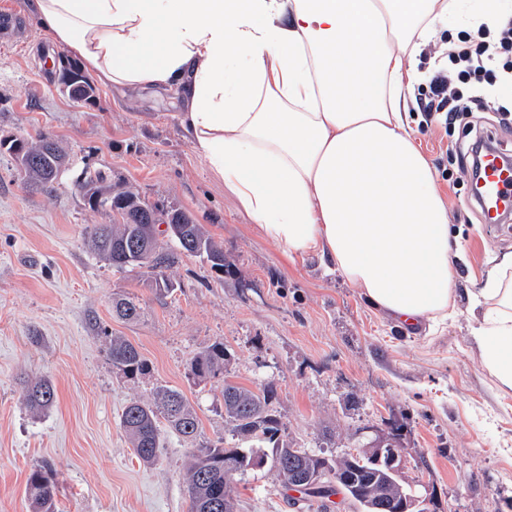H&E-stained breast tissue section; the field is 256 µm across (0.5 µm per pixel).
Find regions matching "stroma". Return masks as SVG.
I'll use <instances>...</instances> for the list:
<instances>
[{"label":"stroma","mask_w":512,"mask_h":512,"mask_svg":"<svg viewBox=\"0 0 512 512\" xmlns=\"http://www.w3.org/2000/svg\"><path fill=\"white\" fill-rule=\"evenodd\" d=\"M4 14L19 26L0 34V512H29L26 481L37 465L51 469L58 512H187L190 453L230 436L223 380L187 374L216 342L230 354L227 379L275 383L279 441L339 455L393 435L401 476L429 512H512V396L497 395L481 370L464 314L473 288L512 251V222L491 228L471 203L457 153L468 140L464 121L428 124L410 109L466 257L455 280L462 316L417 336L325 273L318 258L282 256L194 156L175 95L119 97L101 87L94 104L70 101L57 82L65 50L23 0H0ZM23 133L52 136L65 149L69 164L53 189L19 175L8 145ZM86 169L190 213L223 246V272L174 250L175 289L161 296L147 275L100 261L87 232L111 218L86 204L76 184ZM116 298L134 301L139 317H116ZM113 336L136 343L148 371L132 377L113 366ZM38 378L56 393L44 412L23 400ZM162 386L194 406L199 433L191 442L163 430L160 456L147 465L119 416ZM235 483L238 512H301L273 465Z\"/></svg>","instance_id":"obj_1"}]
</instances>
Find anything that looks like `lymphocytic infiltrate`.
<instances>
[{"label":"lymphocytic infiltrate","instance_id":"f902f5d3","mask_svg":"<svg viewBox=\"0 0 512 512\" xmlns=\"http://www.w3.org/2000/svg\"><path fill=\"white\" fill-rule=\"evenodd\" d=\"M421 105L427 120L453 122L477 112L494 111L512 123V14L495 30L462 31L448 50L438 52Z\"/></svg>","mask_w":512,"mask_h":512}]
</instances>
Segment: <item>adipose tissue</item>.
Here are the masks:
<instances>
[{
    "label": "adipose tissue",
    "instance_id": "adipose-tissue-1",
    "mask_svg": "<svg viewBox=\"0 0 512 512\" xmlns=\"http://www.w3.org/2000/svg\"><path fill=\"white\" fill-rule=\"evenodd\" d=\"M101 86L183 102L210 177L288 258L317 256L405 328L459 314L463 252L411 125L420 54L493 25L465 0H26ZM470 340L512 396V252L471 295Z\"/></svg>",
    "mask_w": 512,
    "mask_h": 512
}]
</instances>
